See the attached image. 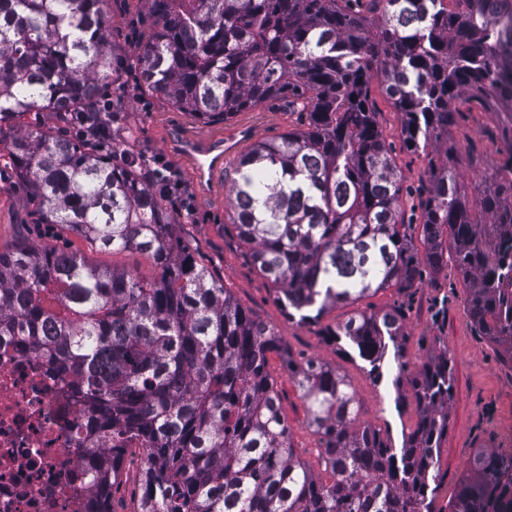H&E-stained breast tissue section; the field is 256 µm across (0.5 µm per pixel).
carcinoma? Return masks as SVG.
<instances>
[{"label": "carcinoma", "mask_w": 512, "mask_h": 512, "mask_svg": "<svg viewBox=\"0 0 512 512\" xmlns=\"http://www.w3.org/2000/svg\"><path fill=\"white\" fill-rule=\"evenodd\" d=\"M149 33L131 61L135 94L204 124L284 101L306 127L258 139L237 158L229 220L290 320L381 290H406L453 263L472 329L512 362V107L491 136L492 173L468 187L448 133L458 101L512 103V0H146ZM456 8H448V3ZM110 0H0V159L40 223L101 252H138L149 277L47 243L0 252V336L54 364L83 403L91 478L86 512H115L120 463L149 445L136 512H435L448 436L447 352L410 370L400 309H357L327 339L379 379L414 393L402 446L360 420L351 381L326 363L287 361L331 472L296 458L255 319L178 234L182 211L142 166L98 140L44 126L43 112H89L119 80ZM404 115L414 152L444 148L417 198L422 247L370 96L373 73ZM36 120L27 121L28 116ZM479 211L485 223L477 224ZM448 512H512V452L479 448Z\"/></svg>", "instance_id": "cac0c4a2"}]
</instances>
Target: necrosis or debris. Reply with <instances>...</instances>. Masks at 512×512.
<instances>
[{"mask_svg": "<svg viewBox=\"0 0 512 512\" xmlns=\"http://www.w3.org/2000/svg\"><path fill=\"white\" fill-rule=\"evenodd\" d=\"M85 423L64 379L0 338V512H84Z\"/></svg>", "mask_w": 512, "mask_h": 512, "instance_id": "obj_1", "label": "necrosis or debris"}]
</instances>
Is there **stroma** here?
<instances>
[{"mask_svg":"<svg viewBox=\"0 0 512 512\" xmlns=\"http://www.w3.org/2000/svg\"><path fill=\"white\" fill-rule=\"evenodd\" d=\"M146 14V0H113L112 34L122 59H131L137 53L138 44L129 31L133 22ZM370 92L380 128L387 144L393 148L403 186L419 187L431 164L442 163L443 151L425 155L407 150L400 135L402 115L385 94L382 74H373ZM122 121L137 132L136 151L163 157L182 183L191 221L180 227L179 235L190 242L197 262L213 269L256 319L274 328L295 361L316 359L346 374L361 404V420L388 433L395 444H402L405 421L414 415L409 385L394 384L389 376L382 382H374L360 360L340 352L323 335L325 326L347 319L350 308H332L316 324L287 319L274 300L272 283L253 265L247 247L239 245L232 232L224 228L227 186L216 188L208 196H200L190 166L174 147L176 138L182 135L222 138L242 125L249 126L253 138H277L302 128L301 116L265 105L225 123L204 125L169 104L134 96L129 100ZM495 123L494 113L475 109L464 113L451 131L452 139L460 148H474L481 160L477 168L460 166L459 173L466 182L480 181L483 172L492 170L500 158V143L487 134ZM23 240L47 242L80 253L95 264L135 269L145 275L155 272L151 260L141 254L100 253L86 240L60 232L56 225L39 223L34 207L6 170L0 172V251ZM466 297L467 288L460 274L452 268L445 274L424 276L422 284L414 288L402 292L389 289L361 302L362 307L376 310L402 309L404 346L415 366H422L443 347L452 357L453 399L448 406V436L439 456L441 491L436 501L437 512H448V498L475 449H512V369L503 367L486 340L471 331ZM268 369L276 380L281 411L288 423L296 455L315 477L329 480L330 474L318 455L317 438L308 426L307 404L301 391L279 356L270 355Z\"/></svg>","mask_w":512,"mask_h":512,"instance_id":"obj_1","label":"stroma"}]
</instances>
